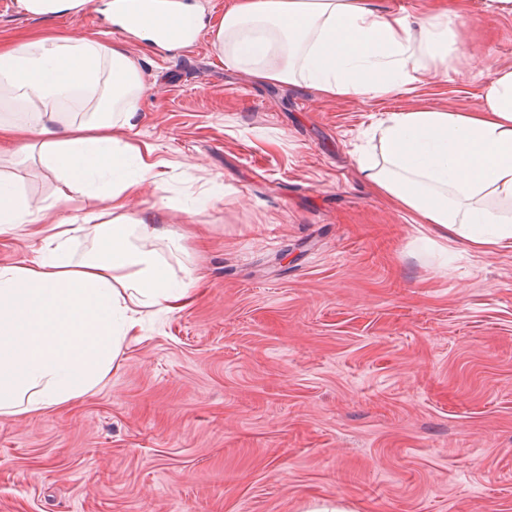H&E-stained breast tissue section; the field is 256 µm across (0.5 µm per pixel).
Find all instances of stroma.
Instances as JSON below:
<instances>
[{
  "mask_svg": "<svg viewBox=\"0 0 512 512\" xmlns=\"http://www.w3.org/2000/svg\"><path fill=\"white\" fill-rule=\"evenodd\" d=\"M76 15L0 10V39L107 31L147 89L123 141L162 189L130 202L179 238L196 298L145 314L118 368L64 407L0 416V512H512V251L437 238L356 174L392 111L479 109L512 66V13L468 0L437 76L324 100L261 84L200 34L170 51ZM0 180L42 224L110 218L38 158Z\"/></svg>",
  "mask_w": 512,
  "mask_h": 512,
  "instance_id": "35a3bbf8",
  "label": "stroma"
}]
</instances>
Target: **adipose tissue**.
<instances>
[{"label": "adipose tissue", "mask_w": 512, "mask_h": 512, "mask_svg": "<svg viewBox=\"0 0 512 512\" xmlns=\"http://www.w3.org/2000/svg\"><path fill=\"white\" fill-rule=\"evenodd\" d=\"M114 20L166 49L209 30L219 54L261 82H304L326 99L381 98L412 92L448 55V28L459 10L429 5L420 15L381 12L371 0H233L205 28L198 0H110ZM138 59L97 35L33 36L0 43V92L26 118L0 119V154L41 158L76 192L111 177L112 219L97 225L96 247L73 261L77 222L31 227L43 243L31 259L0 265V415L68 404L111 372L146 310L193 303L192 276L176 278L155 247L159 226L132 218L128 201L153 179L140 163L125 172L132 145L120 130L136 112ZM96 100L92 120L64 118L65 105ZM373 184L418 224L485 252L512 250V67L499 71L474 112L415 109L387 114L379 154L357 159Z\"/></svg>", "instance_id": "ef3b65f1"}]
</instances>
